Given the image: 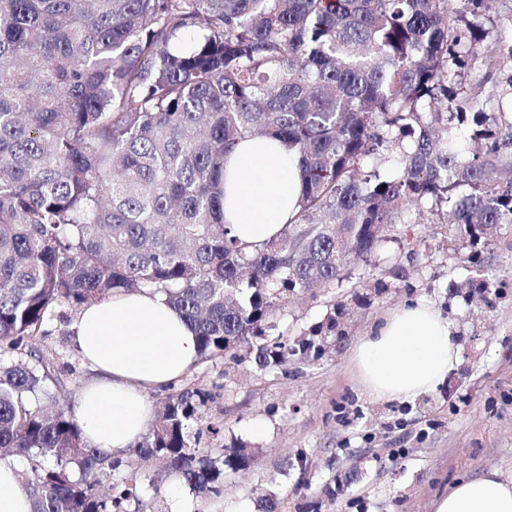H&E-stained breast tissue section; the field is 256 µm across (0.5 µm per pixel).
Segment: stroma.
Wrapping results in <instances>:
<instances>
[{"mask_svg": "<svg viewBox=\"0 0 512 512\" xmlns=\"http://www.w3.org/2000/svg\"><path fill=\"white\" fill-rule=\"evenodd\" d=\"M425 298L454 323L458 365L436 391L409 402L374 400L356 376L355 344L392 311ZM341 306L343 335L315 360L257 370L245 349L197 361L183 384L212 392L203 423L219 440L243 443L258 464L226 475L224 497L193 494L162 475L158 459L132 456L147 478L148 506L171 512H257L261 496L278 512H434L459 480L498 470L512 478V224L470 243L427 208L394 225L388 240L355 261L335 286L276 304L270 322L294 339ZM45 339L64 366L71 394L92 372L71 345V327L52 323ZM335 488L328 500L326 488Z\"/></svg>", "mask_w": 512, "mask_h": 512, "instance_id": "obj_1", "label": "stroma"}]
</instances>
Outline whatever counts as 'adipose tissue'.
<instances>
[{
  "mask_svg": "<svg viewBox=\"0 0 512 512\" xmlns=\"http://www.w3.org/2000/svg\"><path fill=\"white\" fill-rule=\"evenodd\" d=\"M299 191V156L273 137L244 139L224 158V222L241 241L279 235ZM453 331L423 300L385 317L354 350L365 393L411 400L435 391L459 360ZM72 343L93 371L78 398L84 437L108 456L135 445L152 422L147 391L178 380L199 358L194 327L147 289L83 307ZM435 512H512V479L490 470L462 480L436 501Z\"/></svg>",
  "mask_w": 512,
  "mask_h": 512,
  "instance_id": "1",
  "label": "adipose tissue"
}]
</instances>
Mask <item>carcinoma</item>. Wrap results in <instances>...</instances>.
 I'll return each mask as SVG.
<instances>
[{
	"label": "carcinoma",
	"mask_w": 512,
	"mask_h": 512,
	"mask_svg": "<svg viewBox=\"0 0 512 512\" xmlns=\"http://www.w3.org/2000/svg\"><path fill=\"white\" fill-rule=\"evenodd\" d=\"M497 0H0V459L30 512H142L143 476L84 439L47 325L117 292L164 293L199 358L260 370L319 354L275 303L340 279L412 207L472 240L512 224V40ZM486 87L473 91L463 59ZM271 135L299 154L282 232L224 224V156ZM209 394L169 393L137 453L197 494L254 466L202 448Z\"/></svg>",
	"instance_id": "1"
}]
</instances>
